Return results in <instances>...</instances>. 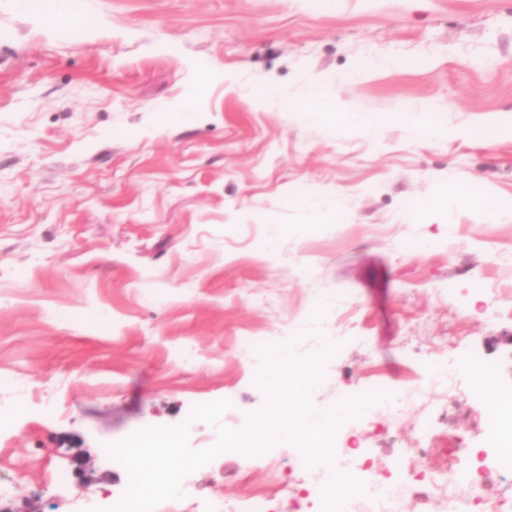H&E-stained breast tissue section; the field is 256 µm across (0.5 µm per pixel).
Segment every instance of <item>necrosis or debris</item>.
Wrapping results in <instances>:
<instances>
[{
	"label": "necrosis or debris",
	"instance_id": "4bbe7bcc",
	"mask_svg": "<svg viewBox=\"0 0 512 512\" xmlns=\"http://www.w3.org/2000/svg\"><path fill=\"white\" fill-rule=\"evenodd\" d=\"M475 370L472 362L449 359L441 370L432 371L429 381L398 391H383L369 409L376 417L398 422L407 405L419 400L427 386L444 387L449 381L473 374ZM422 455L419 448L400 449L393 473L382 481L373 475L363 452L355 448L343 449L334 457L332 468L336 473L352 476L356 489L350 496L337 500L330 512H411L421 487L441 493L448 512H470L471 506L478 503L483 505L484 512H499L500 502L489 497L488 492L500 470L512 466V446L497 443L493 454L484 456L476 471L463 472L451 485L442 481L438 472L424 468Z\"/></svg>",
	"mask_w": 512,
	"mask_h": 512
}]
</instances>
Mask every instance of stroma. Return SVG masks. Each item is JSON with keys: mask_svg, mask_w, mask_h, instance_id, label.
Wrapping results in <instances>:
<instances>
[{"mask_svg": "<svg viewBox=\"0 0 512 512\" xmlns=\"http://www.w3.org/2000/svg\"><path fill=\"white\" fill-rule=\"evenodd\" d=\"M94 29H56L0 0V498L6 512H112L128 471L110 445L189 423L202 450L218 426L195 406L229 399L244 430L266 395L244 340L338 336L318 409L476 359L512 390V0H70ZM272 88L276 102L254 94ZM324 116L284 112L313 90ZM193 100L189 122L164 114ZM433 112L458 132L412 140L385 115ZM375 119L344 128L343 116ZM470 188L466 204L450 185ZM340 195L310 223L301 202ZM422 210L407 215L409 201ZM426 251H417L418 243ZM351 305L342 326L321 296ZM463 382L408 411L365 417L333 445L366 449L375 474L402 439L455 480L496 419ZM277 451L268 476L220 454L194 474L195 501L244 492L302 512L331 478ZM95 477L79 482L74 455ZM182 501L180 512H197Z\"/></svg>", "mask_w": 512, "mask_h": 512, "instance_id": "obj_1", "label": "stroma"}]
</instances>
